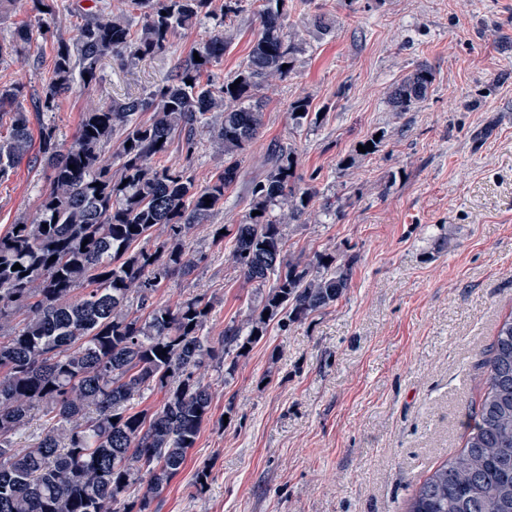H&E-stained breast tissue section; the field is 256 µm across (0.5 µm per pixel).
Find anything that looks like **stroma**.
I'll return each mask as SVG.
<instances>
[{
    "instance_id": "obj_1",
    "label": "stroma",
    "mask_w": 512,
    "mask_h": 512,
    "mask_svg": "<svg viewBox=\"0 0 512 512\" xmlns=\"http://www.w3.org/2000/svg\"><path fill=\"white\" fill-rule=\"evenodd\" d=\"M74 2L54 0L55 26L0 63V84L41 93L53 42L75 34ZM284 12L302 39L295 72L265 91V125L241 156L239 181L194 231L205 261L164 281L154 300L207 295L215 339L251 313L256 286L225 263L231 243L212 230L245 215L274 140L294 144L297 174L318 191L315 210L331 209L319 223L291 226L294 250L334 252L350 283L303 322H271L232 376L207 364L211 418L151 512H405L463 448L488 351L512 316V0H285ZM228 25L231 43L209 67L217 83L249 52L256 4L245 0ZM213 32L204 18L162 54L122 66L104 59L89 93L30 112L33 135L52 125L69 146L88 98L120 100L162 83ZM421 63L435 75L428 98L393 112L391 91ZM299 98L320 118L293 133L287 109ZM382 128L391 138L355 156ZM47 186L32 155L0 180V234L35 218ZM203 468L210 478L200 492Z\"/></svg>"
}]
</instances>
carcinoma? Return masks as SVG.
<instances>
[{"label":"carcinoma","mask_w":512,"mask_h":512,"mask_svg":"<svg viewBox=\"0 0 512 512\" xmlns=\"http://www.w3.org/2000/svg\"><path fill=\"white\" fill-rule=\"evenodd\" d=\"M31 2L40 26L51 27L52 5ZM213 2L131 0L141 17L135 35L125 15L76 5L82 22L72 40L57 41L52 78L35 106L53 112L76 88L96 85L108 55L123 66L165 52L177 30L214 16ZM241 2L224 0L215 33L162 83L123 101L88 102L68 148L53 128L41 131L48 190L34 221L0 234V333L7 332L0 340V512H150L210 417L205 360L242 356L268 322H301L348 288L350 268L336 254L291 252L287 225L305 219L316 190L299 183L295 148L274 141L248 212L233 228L215 229L219 242L232 236L224 260L264 289L258 308L226 325L215 346L206 335L211 299L153 300L162 281L203 261L190 249L194 229L240 177L239 155L264 126L260 94L294 69L299 43L285 30L283 0H261L245 63L219 85L201 80L224 57V19ZM30 40L29 29L15 30L0 42V62ZM432 83L430 68L417 66L393 88V111H412ZM24 97L22 85L0 87V111L10 110L0 179L32 146ZM316 122L308 101L288 105L293 129ZM202 135L224 159L204 186L188 174ZM175 141L184 164L160 163ZM486 368L479 408L463 422L464 448L420 484L406 512H512V315L499 326ZM155 388L165 392L163 403L133 410L132 401ZM40 407L54 423L32 446L15 447V434ZM136 483L145 491L131 499Z\"/></svg>","instance_id":"obj_1"}]
</instances>
